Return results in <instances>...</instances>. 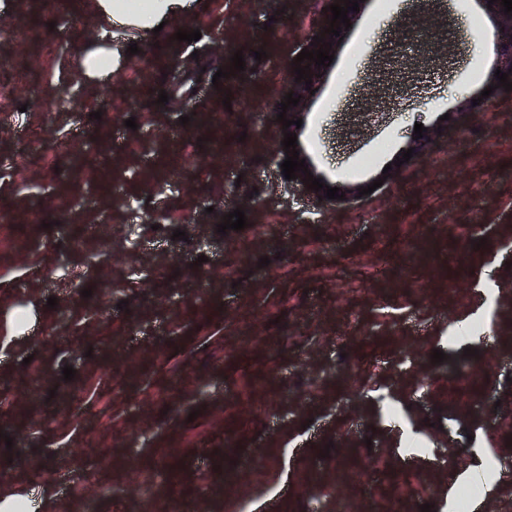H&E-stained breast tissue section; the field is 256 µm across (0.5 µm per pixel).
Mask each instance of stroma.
I'll return each mask as SVG.
<instances>
[{"label":"stroma","instance_id":"35a3bbf8","mask_svg":"<svg viewBox=\"0 0 512 512\" xmlns=\"http://www.w3.org/2000/svg\"><path fill=\"white\" fill-rule=\"evenodd\" d=\"M92 2L70 0L63 23L44 0L0 10V28L30 31L0 67V159L33 136L58 148L53 166L17 169L18 187L0 191L12 217L0 236L30 243L0 250V391L20 396L34 365L52 393L0 409V472L24 512H44L50 480L58 512H168L165 490L149 503L137 492L151 471L188 512H235L242 499L263 512H450L476 457L501 464L493 506L507 512L512 91L493 88V54L478 49L503 6L362 0L296 136L313 143L306 166L323 185L376 189L328 202L272 156L293 62L329 27L333 0H186L159 33L117 30L112 78L84 83L74 67L95 36ZM196 29L198 41L174 38ZM418 123L442 137L396 164ZM130 141L137 151H123ZM239 208L246 227L219 233ZM161 209L178 219L152 227ZM22 305L24 345L11 321ZM472 313L484 337L471 343L453 325ZM475 368L484 383H462ZM244 377L258 379L262 408L237 397ZM371 456L379 467L358 481Z\"/></svg>","mask_w":512,"mask_h":512}]
</instances>
